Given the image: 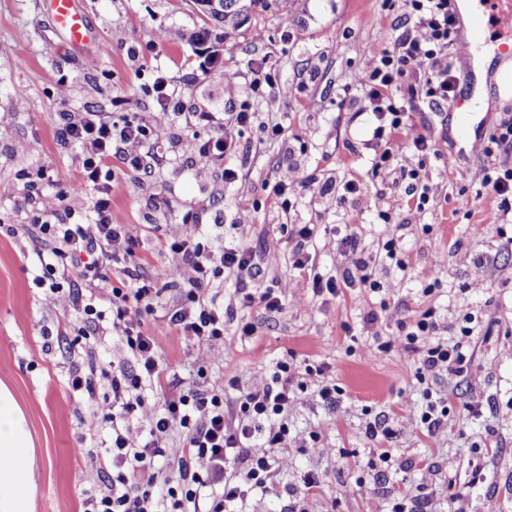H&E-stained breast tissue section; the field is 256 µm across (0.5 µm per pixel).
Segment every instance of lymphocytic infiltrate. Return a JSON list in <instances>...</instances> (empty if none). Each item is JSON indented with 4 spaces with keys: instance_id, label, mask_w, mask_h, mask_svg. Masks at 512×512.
Wrapping results in <instances>:
<instances>
[{
    "instance_id": "lymphocytic-infiltrate-1",
    "label": "lymphocytic infiltrate",
    "mask_w": 512,
    "mask_h": 512,
    "mask_svg": "<svg viewBox=\"0 0 512 512\" xmlns=\"http://www.w3.org/2000/svg\"><path fill=\"white\" fill-rule=\"evenodd\" d=\"M404 2L403 31L393 48L370 50L364 87L376 120L373 138L383 144L374 170L407 178L406 194L421 211L430 200V188L420 181L411 160L437 155V133L406 124L398 95L425 97L435 110L456 96L459 80L448 56L457 47V18L448 0ZM168 86L166 75L156 76L158 109L148 120L135 113L119 120L90 111L58 115L61 139L83 150L74 193L93 190L94 221L83 223L65 200H43L44 220L37 230L53 258L47 266L55 277L49 290L61 294L63 303L82 319L84 338L97 336L100 323L111 319L124 354L112 372L111 397L85 420L92 430L108 426L104 457L112 467L111 480L88 498L86 512H228L250 491L266 489L283 465L278 453L289 433L294 384L290 364L279 363L271 383L241 392L228 403L224 391L236 388L238 377L211 378L201 366L198 382L174 386L157 338L166 330L211 347L223 344L224 301L215 283L226 275L241 280L258 276L261 266L255 251L247 246L225 247L220 224L210 225L211 238L206 242L195 236L161 239L160 248L174 259L168 275L177 284L176 293L167 297L143 272L147 258L138 250L132 225L112 221V196L121 187L113 167L150 168L145 145L160 133L170 112L180 108ZM257 119L249 107H240L215 136L183 141L182 150L222 161L225 184L241 182L237 135ZM511 146L512 121H508L479 148L489 159L481 188L493 195L505 214L512 212V168L495 166L491 158L496 148ZM316 234L311 225H302L293 235L291 250L292 266L313 296L335 297L341 285L356 282L378 291L377 282L359 261L336 276L318 273L309 250ZM68 279L75 286L62 291L59 283ZM147 315L154 330L144 327ZM435 332L436 324L427 312L387 340L388 346L415 357L416 378L421 382L442 372L461 373L469 360L463 344L436 341ZM264 425L269 432L260 442L256 434ZM176 433L182 435L183 445L169 447Z\"/></svg>"
}]
</instances>
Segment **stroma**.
Segmentation results:
<instances>
[{
	"mask_svg": "<svg viewBox=\"0 0 512 512\" xmlns=\"http://www.w3.org/2000/svg\"><path fill=\"white\" fill-rule=\"evenodd\" d=\"M110 47L108 54L76 55L43 14L42 0H0V224L16 234H0V379L11 384L25 409L41 463L36 512H83L86 498L103 487L108 475L94 457L105 431L90 433L84 420L102 402L109 382L97 378L93 393L68 386L73 368L96 358L101 367L121 360L111 331H104L95 356L78 342L79 322L34 284L44 275L46 249L34 231L35 214L26 199L70 192L80 170L79 150L58 134L61 111L88 108L119 116L150 115L156 100L152 68L166 71L170 90L182 101L152 153L165 154L149 172L125 171L123 191L112 198V221L135 225L148 258L147 270L166 287L171 256L160 250L162 237L194 230V221L224 224V244H246L265 253L259 277L246 281L247 292L270 287L283 294L284 309L267 317L259 306H244L236 280L224 283V302L233 309L224 324V344L199 350L176 333L159 343L170 369L169 381L183 385L196 377L192 361L204 356L212 372L239 376L238 390L269 382L280 361H292L297 376L309 364H323L344 390L336 407L323 405L313 389L297 392L288 416V461L266 490L249 494L244 512H289L304 474L321 475L310 500L311 512H388L389 491L403 483L419 487V512H512V222H505L492 196L470 212L456 211L461 189L480 186L485 158L473 156L451 170L442 157L452 140L439 142L440 157L428 159L423 177L432 188L424 212L407 204L403 188L391 189L372 173L374 118L365 112V56L370 48L393 47L403 0H277L273 9L228 34L218 63L206 64L184 40L201 20L191 0H79ZM164 41L152 47L155 33ZM139 51L144 63L132 61ZM268 58L278 84L291 93L280 109L268 110L264 98H245L242 88L255 60ZM68 102H60V88ZM249 100L259 121L239 133V158L249 209L240 212L235 187L225 185L218 161L198 167L177 154L180 138L216 134L226 113ZM198 112L213 113L210 124L197 123ZM282 122L289 148L269 139L264 123ZM311 175L297 188L289 211L269 196L267 180L288 164ZM53 170V185L32 189L41 167ZM354 180L362 193L354 206L364 221L354 230L361 239L350 252L342 239L349 208L343 185ZM392 210V223L379 211ZM314 224L317 272L331 275L366 263L380 283L379 292L361 284L343 287L336 297L313 299L288 263L293 246L281 227ZM484 229L469 235L470 225ZM402 241L406 276L378 259L386 239ZM434 284L431 294L421 287ZM390 309L367 326V312L381 299ZM475 318L466 340L471 364L462 375L443 374L432 386L447 403L448 416L428 433L419 416L423 400L413 357L380 349L377 336L395 334L399 322L413 321L431 308L448 336L458 332L459 308ZM252 323L253 336L239 325ZM384 415L397 432L391 464L368 467L377 439L365 427ZM484 478L471 484L473 463Z\"/></svg>",
	"mask_w": 512,
	"mask_h": 512,
	"instance_id": "obj_1",
	"label": "stroma"
}]
</instances>
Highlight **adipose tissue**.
Masks as SVG:
<instances>
[{"label": "adipose tissue", "mask_w": 512, "mask_h": 512, "mask_svg": "<svg viewBox=\"0 0 512 512\" xmlns=\"http://www.w3.org/2000/svg\"><path fill=\"white\" fill-rule=\"evenodd\" d=\"M37 448L24 410L0 381V512H34Z\"/></svg>", "instance_id": "ef3b65f1"}]
</instances>
